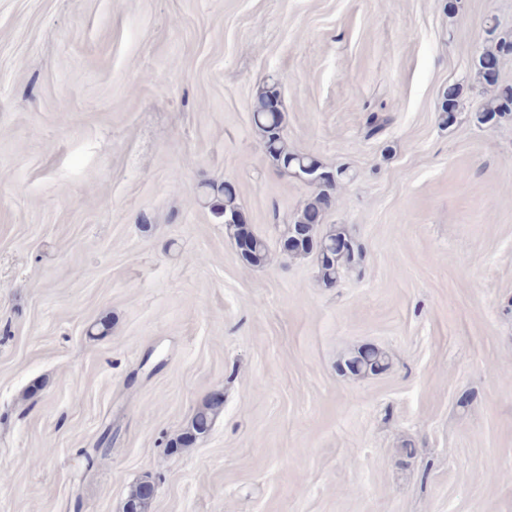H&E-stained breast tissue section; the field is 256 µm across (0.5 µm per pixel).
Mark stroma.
<instances>
[{"label": "stroma", "instance_id": "stroma-1", "mask_svg": "<svg viewBox=\"0 0 512 512\" xmlns=\"http://www.w3.org/2000/svg\"><path fill=\"white\" fill-rule=\"evenodd\" d=\"M447 2L0 0V512H122L141 481L150 512H512V123L472 120L512 0ZM270 84L289 145L356 174L333 288L280 249L311 190L252 123ZM224 180L272 265L199 202ZM362 344L390 367L340 373ZM461 94L462 89L458 85H449L447 91L443 92L437 110L442 127L449 128L456 123ZM222 401L209 399L199 406L191 421L175 438L170 440L169 448L182 450L193 444L199 438L206 436L212 428L217 417L222 413Z\"/></svg>", "mask_w": 512, "mask_h": 512}]
</instances>
